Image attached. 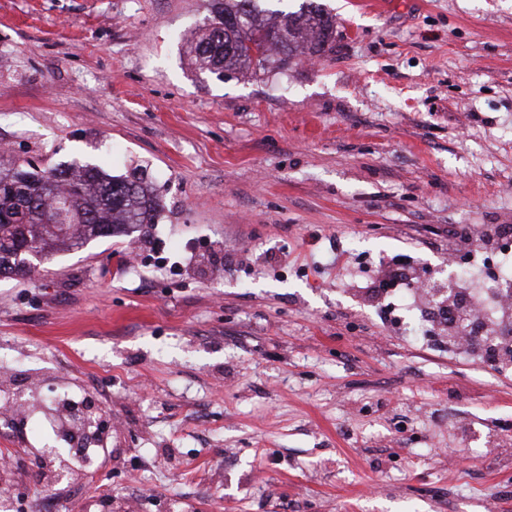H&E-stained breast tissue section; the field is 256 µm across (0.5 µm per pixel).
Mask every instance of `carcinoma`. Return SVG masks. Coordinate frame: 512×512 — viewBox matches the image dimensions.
Returning a JSON list of instances; mask_svg holds the SVG:
<instances>
[{
  "label": "carcinoma",
  "mask_w": 512,
  "mask_h": 512,
  "mask_svg": "<svg viewBox=\"0 0 512 512\" xmlns=\"http://www.w3.org/2000/svg\"><path fill=\"white\" fill-rule=\"evenodd\" d=\"M257 0H212L211 16L190 40L196 68L219 75L262 66L270 52L288 62L304 49L333 51L336 18L316 0L267 23ZM161 204L141 177L97 167L38 172L22 164L0 173V274L31 276L63 245L110 237L124 224H154ZM34 246V254L21 252Z\"/></svg>",
  "instance_id": "cac0c4a2"
}]
</instances>
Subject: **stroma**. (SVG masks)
<instances>
[{
  "mask_svg": "<svg viewBox=\"0 0 512 512\" xmlns=\"http://www.w3.org/2000/svg\"><path fill=\"white\" fill-rule=\"evenodd\" d=\"M326 58L202 73L211 0H0V171L144 177L154 224L0 278V389L94 387V465L28 512H512V372L353 271L512 226V0H320ZM203 241L186 251L178 240ZM414 290V284L392 288L390 290V306L393 311L400 313L404 319L413 313L415 318L412 322V331L417 336H423L427 328L426 323H424L418 316H416L413 305H407L408 303H406L410 299V296Z\"/></svg>",
  "mask_w": 512,
  "mask_h": 512,
  "instance_id": "stroma-1",
  "label": "stroma"
}]
</instances>
